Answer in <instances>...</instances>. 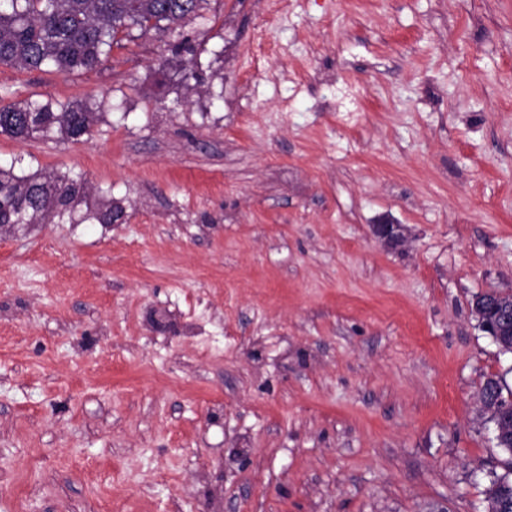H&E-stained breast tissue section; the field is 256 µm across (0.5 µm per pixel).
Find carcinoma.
<instances>
[{
  "mask_svg": "<svg viewBox=\"0 0 512 512\" xmlns=\"http://www.w3.org/2000/svg\"><path fill=\"white\" fill-rule=\"evenodd\" d=\"M208 0H0V65L68 75L92 70L112 48L140 34L163 36L188 18H204ZM0 93V134L27 140L36 136L77 142L92 133L104 100L5 102ZM89 194L86 183L54 170L17 175L0 167V226L46 224L54 219L76 224L77 207ZM123 216L119 207L102 205L101 224ZM487 307L476 315L492 324L495 305L512 307V292H486ZM482 396L496 405L491 415L497 447L508 458L505 473L494 474L483 491L487 512H512V390L486 379Z\"/></svg>",
  "mask_w": 512,
  "mask_h": 512,
  "instance_id": "carcinoma-1",
  "label": "carcinoma"
}]
</instances>
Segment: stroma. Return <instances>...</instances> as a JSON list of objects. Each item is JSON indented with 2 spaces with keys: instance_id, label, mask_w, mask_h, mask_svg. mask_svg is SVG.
Instances as JSON below:
<instances>
[{
  "instance_id": "1",
  "label": "stroma",
  "mask_w": 512,
  "mask_h": 512,
  "mask_svg": "<svg viewBox=\"0 0 512 512\" xmlns=\"http://www.w3.org/2000/svg\"><path fill=\"white\" fill-rule=\"evenodd\" d=\"M0 87L111 99L78 143L0 134V166L124 212L0 235V512H486L512 0H209ZM372 235L378 242L386 247L397 246L404 242V237L401 234L398 224L388 222L373 224Z\"/></svg>"
}]
</instances>
